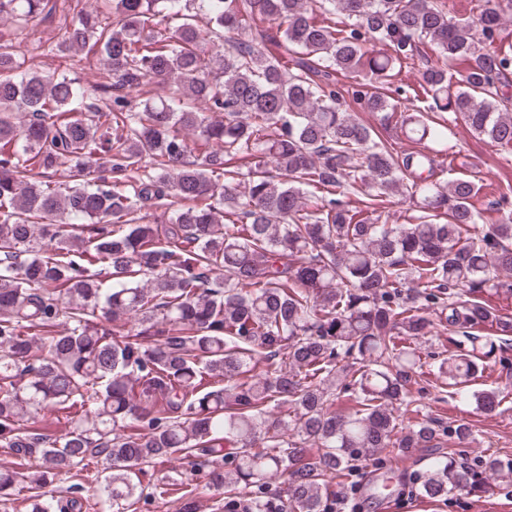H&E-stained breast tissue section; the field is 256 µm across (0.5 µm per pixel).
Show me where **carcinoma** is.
Masks as SVG:
<instances>
[{"label": "carcinoma", "mask_w": 512, "mask_h": 512, "mask_svg": "<svg viewBox=\"0 0 512 512\" xmlns=\"http://www.w3.org/2000/svg\"><path fill=\"white\" fill-rule=\"evenodd\" d=\"M53 9L0 0V19L23 30ZM511 11L485 0L474 22L446 0H112L55 45L102 63L110 82L91 91L0 41V448L16 458L0 500L17 484L26 512H85L81 484L62 499L50 487L100 458L103 504L175 494L195 512L193 484L144 483L179 454L217 492L214 512H333L330 479L358 462L469 442L467 422H405L408 385L426 375L457 395L496 350L472 329L512 335L484 298L512 295L497 280L512 272V187L479 227L475 181L423 172L448 144V112L512 149ZM430 53L405 89L404 64ZM151 83L170 91L133 102ZM392 92L431 100L402 117L424 149L399 153L340 107L347 94L387 121ZM391 195L417 223L379 222ZM431 311L457 339L425 372L412 344ZM350 390L359 408L336 414ZM471 397L484 412L503 400ZM45 410L65 415L55 438L35 426ZM482 471L511 479L512 459L489 455ZM480 489L445 455L415 482L430 501Z\"/></svg>", "instance_id": "carcinoma-1"}]
</instances>
